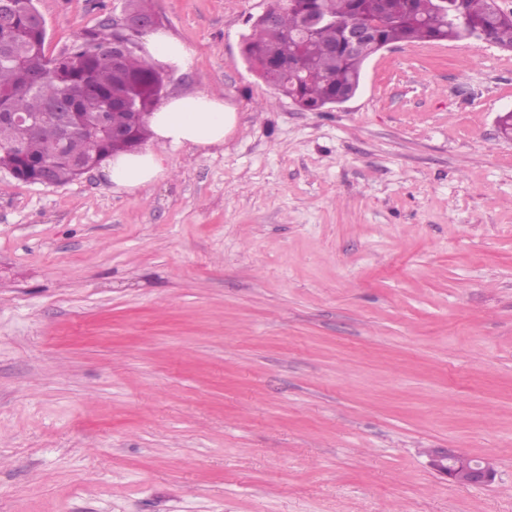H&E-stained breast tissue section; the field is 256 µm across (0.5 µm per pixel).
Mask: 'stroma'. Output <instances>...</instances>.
Wrapping results in <instances>:
<instances>
[{"label":"stroma","instance_id":"35a3bbf8","mask_svg":"<svg viewBox=\"0 0 512 512\" xmlns=\"http://www.w3.org/2000/svg\"><path fill=\"white\" fill-rule=\"evenodd\" d=\"M267 3L149 4L223 146L0 169V512H512V52L397 43L306 112L242 58ZM34 4L54 57L122 0ZM102 170L112 191L131 192L152 184L164 175L166 169L163 158L156 151L144 148L107 157ZM431 466L445 476L448 482L455 484L487 486L494 481L496 475L491 460H476L456 454L448 448L431 450Z\"/></svg>","mask_w":512,"mask_h":512}]
</instances>
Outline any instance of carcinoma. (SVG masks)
<instances>
[{
	"label": "carcinoma",
	"mask_w": 512,
	"mask_h": 512,
	"mask_svg": "<svg viewBox=\"0 0 512 512\" xmlns=\"http://www.w3.org/2000/svg\"><path fill=\"white\" fill-rule=\"evenodd\" d=\"M7 7L12 23L0 29V41L8 45V52L0 54V102L8 111L40 118L79 89L81 115L105 114L111 125L126 131V140L120 145L105 140L95 143L76 132L64 143L65 154L91 159L145 141V117L159 102L154 85L163 80L161 67L135 51L116 65L112 31L103 25L77 35L67 71L57 74L44 51L46 35L29 16L28 0H13ZM270 7L275 21L258 18L253 22L243 39L244 60L280 95L308 111H320L343 94L357 93L363 66L377 53V45L477 38L512 52V9H502L498 0H270ZM313 9L334 23L307 39L303 36L306 14ZM350 23L374 31V45L357 55L348 53L342 42L341 26ZM293 54L301 62L298 71L282 67ZM125 88L138 96L136 111L107 108L105 93ZM16 145L24 156L13 153ZM55 153L48 133L0 121V168H15L18 179H35L40 163Z\"/></svg>",
	"instance_id": "cac0c4a2"
}]
</instances>
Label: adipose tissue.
I'll return each mask as SVG.
<instances>
[{"mask_svg": "<svg viewBox=\"0 0 512 512\" xmlns=\"http://www.w3.org/2000/svg\"><path fill=\"white\" fill-rule=\"evenodd\" d=\"M141 53L175 72L186 71L192 64L189 48L162 28L144 36ZM234 123V112L219 96L202 91L170 96L148 118L154 148L111 155L103 162V172L113 191L137 190L165 173L157 146L195 150L220 146Z\"/></svg>", "mask_w": 512, "mask_h": 512, "instance_id": "ef3b65f1", "label": "adipose tissue"}]
</instances>
